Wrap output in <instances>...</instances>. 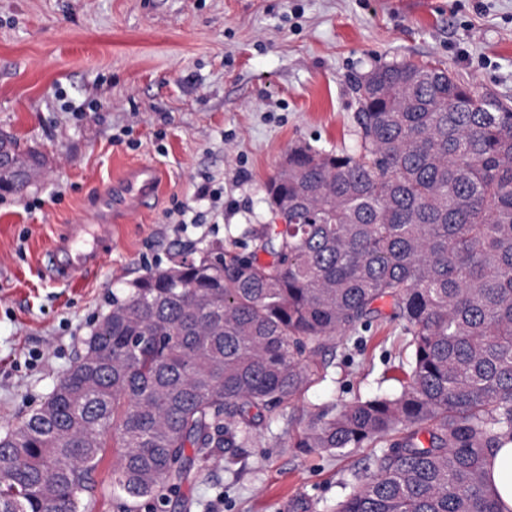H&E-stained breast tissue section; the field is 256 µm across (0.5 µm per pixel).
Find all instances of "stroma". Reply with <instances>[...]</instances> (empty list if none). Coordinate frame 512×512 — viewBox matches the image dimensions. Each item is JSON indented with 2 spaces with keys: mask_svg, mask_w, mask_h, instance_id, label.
Wrapping results in <instances>:
<instances>
[{
  "mask_svg": "<svg viewBox=\"0 0 512 512\" xmlns=\"http://www.w3.org/2000/svg\"><path fill=\"white\" fill-rule=\"evenodd\" d=\"M394 61L443 64L512 101V0H0V131L47 158L23 193L0 195V435L41 408L113 296L218 246L253 251L289 149L355 152V83ZM144 162L164 176L157 204L117 225L94 271L51 277L53 237L95 223L90 199ZM206 178L213 205L195 197ZM178 203L199 223H168ZM407 342L384 322L328 347L308 390L166 512H331L375 449L295 442L339 400L397 386Z\"/></svg>",
  "mask_w": 512,
  "mask_h": 512,
  "instance_id": "obj_1",
  "label": "stroma"
}]
</instances>
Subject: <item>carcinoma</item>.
Segmentation results:
<instances>
[{
    "label": "carcinoma",
    "instance_id": "1",
    "mask_svg": "<svg viewBox=\"0 0 512 512\" xmlns=\"http://www.w3.org/2000/svg\"><path fill=\"white\" fill-rule=\"evenodd\" d=\"M356 93L358 152L291 148L266 186L284 224L258 251L217 248L112 298L43 407L0 439V512H95L110 436L120 512H163L200 462L307 391L313 357L386 318L411 348L400 389L309 418L296 443L392 439L332 512H512L488 483L512 442V103L431 62L377 68ZM10 143L17 167L45 165ZM23 189L0 172V190Z\"/></svg>",
    "mask_w": 512,
    "mask_h": 512
}]
</instances>
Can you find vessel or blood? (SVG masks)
<instances>
[{
  "label": "vessel or blood",
  "mask_w": 512,
  "mask_h": 512,
  "mask_svg": "<svg viewBox=\"0 0 512 512\" xmlns=\"http://www.w3.org/2000/svg\"><path fill=\"white\" fill-rule=\"evenodd\" d=\"M159 190L156 169L142 164L122 181L100 192L96 197V223L66 225L52 245L49 256L52 274L72 279L94 269L109 242L113 216L126 210L149 208Z\"/></svg>",
  "instance_id": "obj_1"
}]
</instances>
